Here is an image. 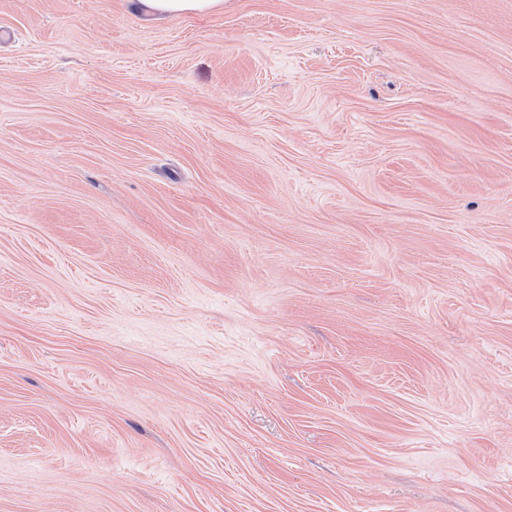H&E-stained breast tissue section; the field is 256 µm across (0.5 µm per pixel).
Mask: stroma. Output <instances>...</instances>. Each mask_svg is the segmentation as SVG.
<instances>
[{"mask_svg": "<svg viewBox=\"0 0 512 512\" xmlns=\"http://www.w3.org/2000/svg\"><path fill=\"white\" fill-rule=\"evenodd\" d=\"M0 512H512V0H0ZM141 9L157 17L216 13L224 9V0H136Z\"/></svg>", "mask_w": 512, "mask_h": 512, "instance_id": "1", "label": "stroma"}]
</instances>
